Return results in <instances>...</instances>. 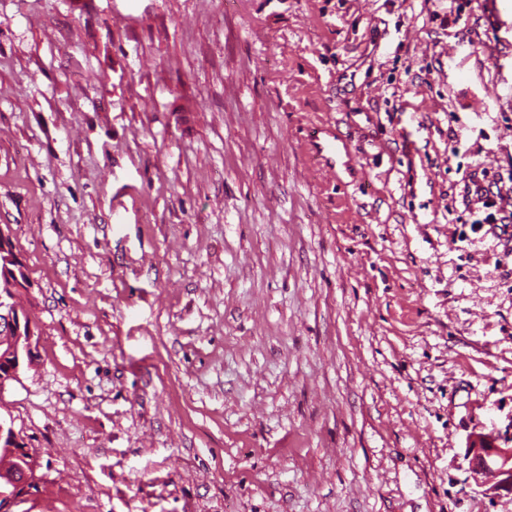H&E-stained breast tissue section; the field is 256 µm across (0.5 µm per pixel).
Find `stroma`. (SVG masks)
<instances>
[{
    "instance_id": "obj_1",
    "label": "stroma",
    "mask_w": 512,
    "mask_h": 512,
    "mask_svg": "<svg viewBox=\"0 0 512 512\" xmlns=\"http://www.w3.org/2000/svg\"><path fill=\"white\" fill-rule=\"evenodd\" d=\"M0 0L37 357L16 512H512V0ZM336 127V153L311 130ZM474 197V198H473ZM512 176L508 184L503 177L491 174L487 169L473 170L464 180L463 204L469 213H475L471 208L473 202L481 204V210L486 214L483 219L474 220L478 224L512 223V212L505 215L504 203L511 204ZM510 227V225H508ZM467 450L469 470L477 485L486 486L488 475L499 478L485 489L486 493L512 489V447L502 448L477 434L472 436Z\"/></svg>"
}]
</instances>
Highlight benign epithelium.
<instances>
[{"mask_svg":"<svg viewBox=\"0 0 512 512\" xmlns=\"http://www.w3.org/2000/svg\"><path fill=\"white\" fill-rule=\"evenodd\" d=\"M25 262L13 241L9 225H0V276L9 281L0 293V391L9 381L18 379L24 366L32 364L38 339L28 311L17 302L15 291L19 273ZM0 479L7 482L10 492L0 495V512H13V507L38 487L37 457L20 441L11 420L0 418ZM469 470L474 482L495 493L512 489V447L502 448L482 435H474L468 446ZM497 481L487 485V477Z\"/></svg>","mask_w":512,"mask_h":512,"instance_id":"obj_1","label":"benign epithelium"}]
</instances>
